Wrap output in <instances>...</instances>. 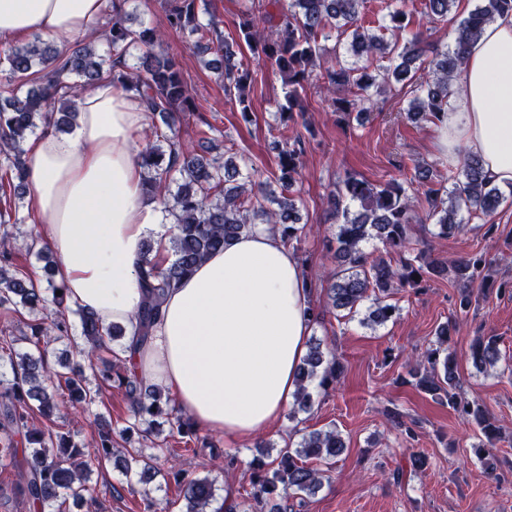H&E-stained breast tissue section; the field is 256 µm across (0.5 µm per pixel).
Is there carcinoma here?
I'll list each match as a JSON object with an SVG mask.
<instances>
[{"label":"carcinoma","instance_id":"1","mask_svg":"<svg viewBox=\"0 0 512 512\" xmlns=\"http://www.w3.org/2000/svg\"><path fill=\"white\" fill-rule=\"evenodd\" d=\"M128 0H110L112 25L100 35L106 50L95 42L77 39L65 53L53 42L34 36L23 45L0 47V194H26L24 144L39 126L66 131L75 117L72 104L87 89L108 79L138 96L162 125H152L148 143L140 150L147 177L148 194L160 200L173 217L169 238L172 259L161 266L145 259L138 276L142 303L135 315L136 343L148 342L168 292L193 274L207 255L221 251L224 244L267 224L287 242L298 241L304 231L299 225L301 199L293 190L295 175L305 152V142L279 147L281 175L278 188L255 183L243 175L233 159L191 154L183 151L176 125L186 112L195 111L181 68L173 57L154 52L160 32L149 26L134 29L125 24ZM248 6L238 22V40L255 55L269 61L288 87L286 103L278 105L281 118L304 114L300 90L310 80L319 58V39L335 31L338 39L348 40V51L355 58L349 65L340 62L324 69L322 89L333 96L342 120L350 123L354 112H368L375 107L373 97L392 84L411 87L414 98L408 116L414 120L436 119L446 111L448 87L462 65L483 26L495 16L512 12V0H482L455 28L453 45L438 48L420 32L399 44V34L410 24L403 0H394L388 12V25L394 41L385 39L358 24L365 0H289L279 15L268 11L264 0H247ZM457 0H425L426 14L434 21H445L456 8ZM170 29L189 40L197 54L211 55L208 66L215 71L224 93L240 107L241 119L252 122L250 86L252 74L236 51L224 41L217 23L202 21L197 0H165ZM388 54L395 64L376 69L371 60ZM428 67V78H416L421 65ZM432 166L418 163L413 180L426 186L427 208L421 216L404 184L388 181L374 185L355 174H348L330 191L328 205L336 218V267L326 274L330 308L354 317L371 301L364 324L382 325L391 320L398 307L388 298L392 289L434 279H448L462 288L458 309L470 311L472 290L484 284L485 258L479 253L451 261L432 258L422 261L411 247L410 226L434 223L436 232L425 243L426 251L462 228L461 212L491 218L504 201V195L483 172L479 158L463 157L459 166L448 171L451 189L441 196V189L431 186ZM358 206L351 211L347 204ZM379 240L385 255L372 256L365 244ZM37 251L48 259L47 287H38L20 268L14 266L19 249ZM47 247L31 237L17 247L16 222L0 213V321L9 324L25 310L34 315L24 336L27 348L13 347L11 336L0 338V349L12 372V378L0 379V467H12L19 476V488L33 512H68L69 503L83 504L92 499L89 485L91 471L115 465L134 479L130 491L153 500V483L161 470L153 461L166 452L167 438L156 429L157 419L169 426V435H196V427L164 389L147 384L128 363L126 330L117 323L104 324L94 314L67 303L66 288L56 278V262L46 254ZM419 279H414V276ZM52 307L54 319L45 326L44 311ZM78 317L83 343L78 346L81 361L73 363L58 357L49 363L44 342L48 329L58 337L69 334V315ZM435 347L418 356L409 365L405 383L446 404L474 423L493 445L499 437L484 406L458 391L459 380L455 354L448 348V324L437 327ZM501 356L497 338L479 336L470 347L474 367L481 371L494 366ZM342 367L328 343H311L299 368L297 391L291 413L306 412L313 405L311 385L323 389L335 385ZM109 381L125 389L128 399L127 425L120 435L137 432L150 442L152 452L143 448H118L112 423L98 417L92 429L94 454H89L70 433L52 428L61 408L69 405L87 411L103 401L101 387L90 386V379ZM65 389L67 397L58 398ZM40 416L48 422L37 427L31 420ZM347 448L336 428L315 430L301 435L295 446H284L274 459L262 454L252 463L251 491L240 503L224 505V512H288V499L299 503L315 495L328 479L335 459ZM179 512H207L214 498L213 482L175 474Z\"/></svg>","mask_w":512,"mask_h":512}]
</instances>
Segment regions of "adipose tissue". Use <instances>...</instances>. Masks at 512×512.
Returning a JSON list of instances; mask_svg holds the SVG:
<instances>
[{
	"label": "adipose tissue",
	"instance_id": "adipose-tissue-1",
	"mask_svg": "<svg viewBox=\"0 0 512 512\" xmlns=\"http://www.w3.org/2000/svg\"><path fill=\"white\" fill-rule=\"evenodd\" d=\"M102 8L103 0H0V42L78 37ZM455 82L459 92L434 121L436 148L451 158L465 145L492 182L511 185L512 13L485 26ZM78 112L68 134L48 130L28 141L29 209L62 263L68 303L130 329L142 302V244L166 241L170 229L145 191L134 146L148 112L109 81L84 93ZM309 307L298 258L259 224L170 292L133 361L196 427L250 440L280 419L297 389Z\"/></svg>",
	"mask_w": 512,
	"mask_h": 512
}]
</instances>
